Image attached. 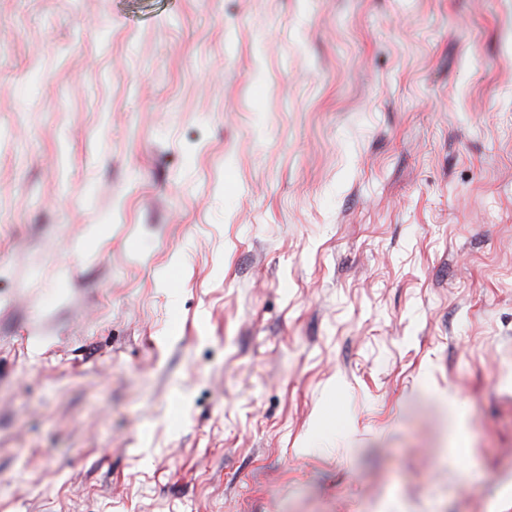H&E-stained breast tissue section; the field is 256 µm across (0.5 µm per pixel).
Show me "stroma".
<instances>
[{
  "label": "stroma",
  "mask_w": 512,
  "mask_h": 512,
  "mask_svg": "<svg viewBox=\"0 0 512 512\" xmlns=\"http://www.w3.org/2000/svg\"><path fill=\"white\" fill-rule=\"evenodd\" d=\"M0 512H512V0H0Z\"/></svg>",
  "instance_id": "stroma-1"
}]
</instances>
